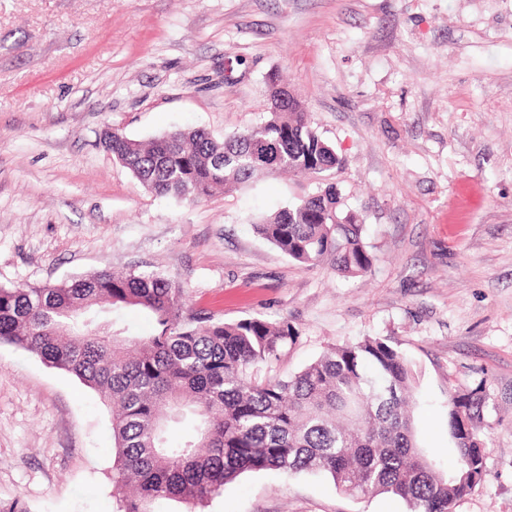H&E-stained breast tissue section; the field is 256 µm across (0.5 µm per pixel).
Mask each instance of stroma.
<instances>
[{
    "label": "stroma",
    "instance_id": "1",
    "mask_svg": "<svg viewBox=\"0 0 512 512\" xmlns=\"http://www.w3.org/2000/svg\"><path fill=\"white\" fill-rule=\"evenodd\" d=\"M279 77L345 160L192 204L99 144L215 138L266 116ZM337 184L374 257L305 268L254 220ZM156 270L184 314L296 331L263 376L388 340L418 372L421 447L455 461L448 391L482 389L483 482L454 512H512V0H0V283ZM112 413L0 345V512H117ZM200 512H408L325 476L245 472Z\"/></svg>",
    "mask_w": 512,
    "mask_h": 512
}]
</instances>
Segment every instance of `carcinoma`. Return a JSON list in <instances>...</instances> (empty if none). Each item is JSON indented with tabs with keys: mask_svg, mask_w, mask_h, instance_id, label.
Listing matches in <instances>:
<instances>
[{
	"mask_svg": "<svg viewBox=\"0 0 512 512\" xmlns=\"http://www.w3.org/2000/svg\"><path fill=\"white\" fill-rule=\"evenodd\" d=\"M263 143L275 145L274 169L253 161ZM101 144L150 191L191 203L218 188H242L261 172L322 174L344 165L301 102L275 82L268 118L221 141L176 129L148 142L116 132ZM339 204L329 184L254 227L304 267L334 255L338 271L361 276L373 257L362 225L333 222ZM127 306L149 313L156 332L125 336L101 320ZM183 306L182 290L153 270L0 285V343L36 354L115 405L112 486L120 512H152L164 499L204 502L248 471L323 473L349 496H395L410 512H454L482 481V389L448 391V435L458 455L443 473L416 438L418 372L387 340L338 345L286 380H262L261 366L295 336L288 324L258 317L192 324Z\"/></svg>",
	"mask_w": 512,
	"mask_h": 512,
	"instance_id": "1",
	"label": "carcinoma"
}]
</instances>
